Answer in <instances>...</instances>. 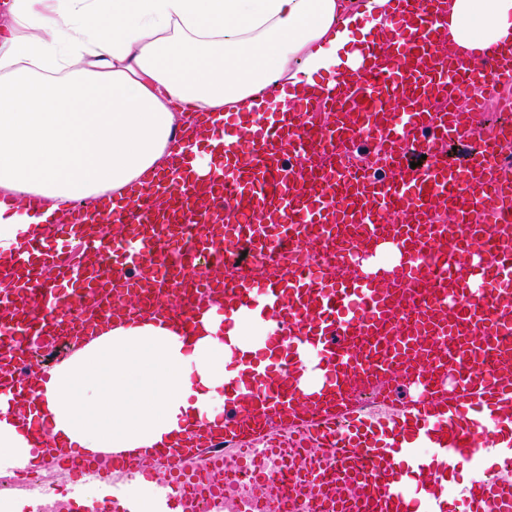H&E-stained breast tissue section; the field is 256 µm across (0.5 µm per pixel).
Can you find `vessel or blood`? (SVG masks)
Masks as SVG:
<instances>
[{
  "label": "vessel or blood",
  "mask_w": 512,
  "mask_h": 512,
  "mask_svg": "<svg viewBox=\"0 0 512 512\" xmlns=\"http://www.w3.org/2000/svg\"><path fill=\"white\" fill-rule=\"evenodd\" d=\"M445 2L396 0L418 35L394 51L362 49L359 67L321 97L322 121L302 99L271 126L257 125L246 144L225 145L223 182L175 181V153L154 192L129 188L127 234L105 240L80 213L24 242L0 265L15 284L12 310L0 317V363L24 370L0 389L27 402L48 378L27 336L46 347L77 343L91 326V295L114 302L147 289V313L195 328L200 304L172 301L171 287L189 269L209 287L218 253L244 251L251 268L225 277L217 302L228 317L261 310L276 328L267 350H235L243 372L224 387L223 432L153 449L169 472L156 497L187 512L183 461L221 448L227 481L251 473L267 489L247 512H415L420 503L445 512L443 462L468 464L496 446L512 460V173L497 160L512 137L482 133V107L456 106L458 85L448 82L454 73L459 85L494 90L497 77L512 74V54L459 68L441 52L447 30L435 25ZM432 98L446 109H428ZM361 129L384 148L378 169L351 160ZM452 142L468 147L456 166L447 160ZM415 156L424 164L412 165ZM437 203L455 224L429 221ZM314 230L324 261L286 266ZM75 237L85 263L73 270L56 257ZM75 277L83 293L47 316L57 282ZM311 350L321 382L307 389ZM380 377L408 381L412 399L382 390L363 410L359 386ZM299 455L305 464L291 472ZM80 473L108 482L91 460ZM108 484L88 512H137L123 485ZM459 497L466 512H512V469L476 471Z\"/></svg>",
  "instance_id": "vessel-or-blood-1"
}]
</instances>
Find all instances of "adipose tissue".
<instances>
[{
	"label": "adipose tissue",
	"instance_id": "1",
	"mask_svg": "<svg viewBox=\"0 0 512 512\" xmlns=\"http://www.w3.org/2000/svg\"><path fill=\"white\" fill-rule=\"evenodd\" d=\"M392 13L393 0H0V252L149 186L171 154L185 175H223L228 126L322 93ZM439 22L466 63L512 45V0H448ZM179 110L210 113L208 152L178 135ZM241 371L219 306L190 336L159 315L105 325L51 370L29 427L0 394V469L45 438L61 455L172 442L223 414Z\"/></svg>",
	"mask_w": 512,
	"mask_h": 512
}]
</instances>
